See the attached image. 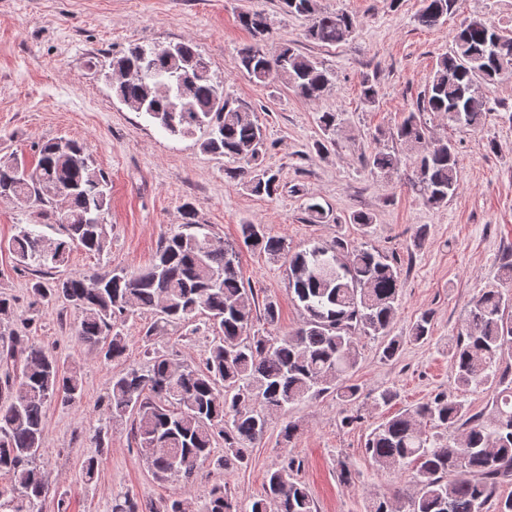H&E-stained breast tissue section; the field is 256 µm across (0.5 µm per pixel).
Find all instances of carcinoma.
<instances>
[{
    "label": "carcinoma",
    "instance_id": "obj_1",
    "mask_svg": "<svg viewBox=\"0 0 512 512\" xmlns=\"http://www.w3.org/2000/svg\"><path fill=\"white\" fill-rule=\"evenodd\" d=\"M284 11L311 17L308 37L336 45L352 38L356 25L346 12H323L317 0H280ZM457 0H421L417 21L434 27L456 11ZM240 24L259 40L269 34L261 11L246 12ZM240 64L257 84L272 76L299 96L316 100L330 85L329 72L310 57L282 45L270 54L257 46L240 52ZM112 69L129 77L116 96L171 136L204 129V151L228 159L226 175L258 196L271 197L279 176L264 165L262 127L247 106L233 105L214 81L208 62L189 42L134 45L112 57ZM512 69V33L483 16L471 17L454 35V47L429 76L415 108L396 127V138L416 151L413 186L424 202L442 207L458 189V153L446 138L430 135L427 118L479 129L490 111L489 86ZM36 166L14 155L0 156V196L39 208L42 222L19 229L6 245L16 267L33 271L37 304L59 298L78 312L75 338L106 361L127 350L119 327L140 314L154 313L180 330L203 321L214 335L201 367L177 365L169 355L146 351L147 361L112 377L107 412L130 420L129 434L159 479L185 481L208 461L220 470L242 465L248 449L261 440L272 417L293 405L334 393L350 405L360 397L349 376L359 359L357 336L382 338L381 358L396 357L403 338L390 335L400 298L394 256L336 237L293 252L263 224L241 225L243 245L285 261L288 293L304 320L285 336L251 333L254 289L240 271L238 252L196 221L184 206V224L164 234L148 266L134 272L114 269L42 277L69 261L75 247L102 255L109 246L108 178L94 166L89 147L54 138L34 145ZM400 159L384 150L365 158L372 172L390 173ZM57 227L58 237L43 228ZM10 299L0 296V354L19 363L18 372L0 373V512H44L50 487L38 461L43 454L45 410L55 400L70 406L83 395L76 370H64L48 349L18 347L10 325ZM431 313L412 326L409 339L429 336ZM512 350V260L501 265L500 285L473 301L462 328L448 343L458 387L497 388L493 416L473 413L464 402L440 392L425 403L380 423L365 442L367 457L379 470L412 473L418 491L411 497L371 499L367 512H488L497 484L512 476V370L497 364ZM442 430L432 435L428 426ZM224 454L214 456L217 445ZM292 457L267 473L263 494L241 503L224 485H213L202 501L171 497L163 502L125 496L112 512H315L307 488L296 480Z\"/></svg>",
    "mask_w": 512,
    "mask_h": 512
}]
</instances>
